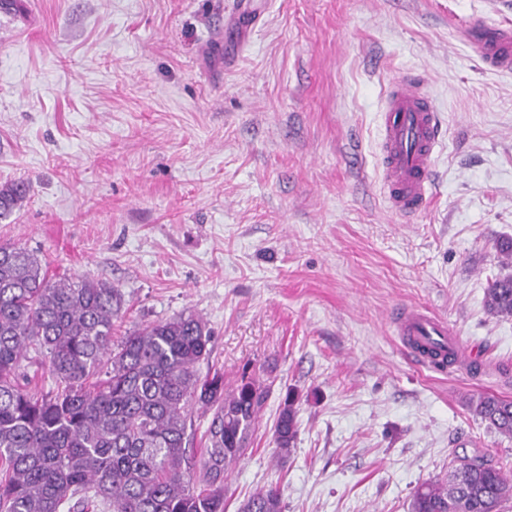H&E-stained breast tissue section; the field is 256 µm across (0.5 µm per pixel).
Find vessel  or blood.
Wrapping results in <instances>:
<instances>
[{
	"mask_svg": "<svg viewBox=\"0 0 512 512\" xmlns=\"http://www.w3.org/2000/svg\"><path fill=\"white\" fill-rule=\"evenodd\" d=\"M460 39L483 63L485 70L512 73V26L475 20L459 29ZM441 143V119L418 81L397 77L387 96L383 114L381 164L386 196L392 210L409 219L430 199L433 160ZM398 332L407 349L418 354L423 365L438 364L423 352L440 342L456 362L466 359L462 343L447 324L420 307H406L397 317Z\"/></svg>",
	"mask_w": 512,
	"mask_h": 512,
	"instance_id": "obj_1",
	"label": "vessel or blood"
}]
</instances>
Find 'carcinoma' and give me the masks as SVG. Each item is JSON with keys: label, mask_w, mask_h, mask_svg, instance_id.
I'll use <instances>...</instances> for the list:
<instances>
[{"label": "carcinoma", "mask_w": 512, "mask_h": 512, "mask_svg": "<svg viewBox=\"0 0 512 512\" xmlns=\"http://www.w3.org/2000/svg\"><path fill=\"white\" fill-rule=\"evenodd\" d=\"M30 192L0 188V218ZM118 288L90 277L50 278L18 244H0V512H71L87 501L114 512H224V475L251 443L267 399L253 378L224 392V376H200L210 358L203 319L182 313L112 341ZM486 308L512 315V276L488 283ZM57 383L37 395L20 376L28 354ZM295 394L274 429L275 454L297 437ZM212 413L205 448L190 455L191 409ZM473 413L512 437V400L482 394ZM512 476L463 458L448 478L424 484L410 512H498ZM239 512H282L275 487L255 491Z\"/></svg>", "instance_id": "obj_1"}]
</instances>
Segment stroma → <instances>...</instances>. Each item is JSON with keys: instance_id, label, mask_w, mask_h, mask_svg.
I'll return each instance as SVG.
<instances>
[{"instance_id": "1", "label": "stroma", "mask_w": 512, "mask_h": 512, "mask_svg": "<svg viewBox=\"0 0 512 512\" xmlns=\"http://www.w3.org/2000/svg\"><path fill=\"white\" fill-rule=\"evenodd\" d=\"M0 9V185L29 195L0 243L48 275L112 283L115 337L182 313L225 390L269 382L224 512L279 487L283 512H409L454 457L512 473V438L467 400H512V74L460 40L512 0H14ZM420 78L445 133L427 207L382 188L391 80ZM431 310L483 370L437 373L389 316ZM298 434L274 456L287 391ZM486 308L492 315H512V276L506 275L489 281Z\"/></svg>"}]
</instances>
